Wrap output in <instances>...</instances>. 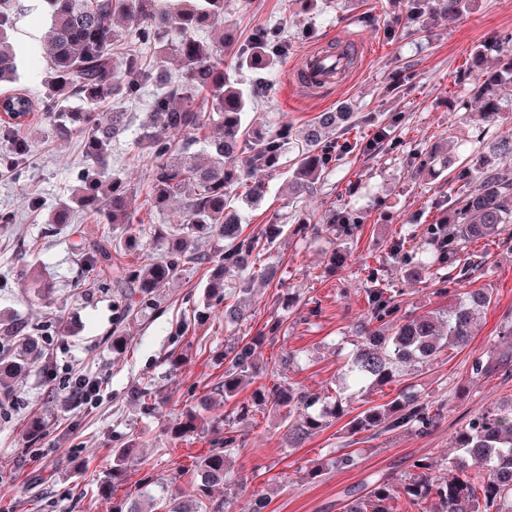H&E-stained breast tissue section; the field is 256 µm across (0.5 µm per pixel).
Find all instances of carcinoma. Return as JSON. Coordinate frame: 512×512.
I'll list each match as a JSON object with an SVG mask.
<instances>
[{"label":"carcinoma","instance_id":"obj_1","mask_svg":"<svg viewBox=\"0 0 512 512\" xmlns=\"http://www.w3.org/2000/svg\"><path fill=\"white\" fill-rule=\"evenodd\" d=\"M50 27L44 54L49 65V92L44 106L55 113V128L64 137L84 135V151L90 161L88 185L82 187L77 202L88 213L114 227L133 228L134 212L130 191L122 178L107 176V157L112 142L126 130L125 113L99 112L100 106L119 97L133 99L148 85L158 88L145 113L143 135L138 145L155 158L150 171L151 205L158 211L175 199L183 200L186 220L173 232L138 227L165 247L160 260L150 257L117 268L115 282L121 288L122 315L134 314V308L149 301L154 291L169 280L181 266L196 263L200 238L224 240V254L213 268L209 298L219 306L224 326L239 328L250 315L231 300L237 292L251 293L258 278L269 274L270 252L283 235L299 234L319 221L338 233L361 223L362 216L353 209L336 210L331 206L319 217H298L294 224H271L261 234H246L238 214L240 194L247 187L248 197L261 201L265 184L249 179L278 162L288 144L297 151L289 159L288 171L295 192L309 191L329 175L336 162L361 146L348 138L336 140L332 131L344 126L349 133L353 114L322 112L302 132L293 124L279 121L269 131L259 133L245 122L249 96L240 83L224 72V37L207 40L202 34L220 28L224 0H47ZM471 0H410L408 19L415 21L425 13L457 14L467 10ZM12 27L11 0H0V82L15 79V55L9 41ZM157 41L178 61L175 75L163 77L144 60L145 51ZM121 43V51L114 50ZM288 35L278 27H262L252 34L246 49L239 52L236 66L263 75L266 87L274 83L273 68L284 52ZM494 66L479 76L472 88L480 102L479 121L489 125L502 118L505 111L497 87L512 83V36L497 38L480 45L469 66H482L488 57ZM328 71L344 73L355 62L347 49L329 46L325 50ZM78 99V112L67 110V103ZM33 99L17 93L0 99V111L30 112ZM221 133H209L211 125ZM176 133L186 135L182 143L171 140ZM477 153L481 164L472 168L462 162L442 159L436 153L416 155L424 165L450 167L453 183L459 184L450 197V218L426 228V242L431 246L424 259H414L404 250L406 240L415 230L408 228L393 251L406 263L410 279L427 277L436 285L435 293L448 297L450 285L461 275L477 270L482 262L472 260L460 265L461 254L480 240L500 236L512 224V168L499 165L512 160V133L479 141ZM67 204L54 207L46 223L56 227L71 223ZM73 249L90 271L111 260L108 241L87 245L78 240ZM367 316L358 321L352 336L353 349L342 366L347 379L344 389L355 393L399 383L404 366L424 364L451 346L461 347L472 336L475 310L491 305L492 295L482 288L454 294L446 305L419 314L403 311V294L395 288L374 285L364 290ZM284 323L267 321L257 337L224 353V403L230 409L210 421L216 435L213 448L195 465L194 506L187 508L174 498H159L144 511L132 498L116 503L114 512H223L229 507L213 503L210 489L222 484L239 491L247 478L228 475V458L243 447L236 425L255 419L268 407L286 408L283 439L298 447L323 428L328 419H340L348 410L343 398L330 405L290 381L260 387L250 398L238 395L262 372L254 354L267 336L276 337ZM0 393L13 391L18 373L43 357L39 337L19 319L0 322ZM512 366V349L497 362L473 360L471 376L486 378ZM445 403L432 401L400 388L388 402L359 413L351 421V430L385 432L395 429L426 435L442 417ZM172 429L174 438L197 430L201 419L187 410ZM461 454L451 462L455 475L444 480L434 473L433 464L420 458L412 464L413 472L400 484L377 482L366 495L347 504L345 512H399L393 502L404 497L412 504H439L423 512H512V400L499 403L472 416L456 436ZM112 479L99 486L103 494L111 489L127 469L132 449L121 446L112 450Z\"/></svg>","mask_w":512,"mask_h":512}]
</instances>
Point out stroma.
I'll return each mask as SVG.
<instances>
[{"label":"stroma","instance_id":"1","mask_svg":"<svg viewBox=\"0 0 512 512\" xmlns=\"http://www.w3.org/2000/svg\"><path fill=\"white\" fill-rule=\"evenodd\" d=\"M48 25L39 0H14L10 37L18 54L17 79L0 87V97L25 90L45 98L44 79L33 74L27 52L43 47ZM259 26L278 27L288 35V49L276 66L277 82L270 88L260 86L256 73L235 67L234 46L243 45ZM223 28L232 37L224 50V70L250 92L253 127L265 129L281 120L298 128L318 113L348 104L361 140L382 142L378 149L347 156L321 185L297 197L288 190V173L271 171L263 200L256 205L244 201L239 208L245 231L254 233L292 214L318 215L332 205L364 216L348 236L325 230L279 239L273 253L276 278L243 298L252 319L241 335L256 336L274 317L284 318L288 327L284 334L265 338L257 350L265 370L260 384L272 385L278 376L324 400L341 387L339 374L350 350L347 334L366 312L367 267L379 269L387 287L403 289L409 307L437 300L431 285L406 279L405 265L391 247L412 219L424 224L441 219L456 187L445 172L415 176L409 148H451L468 161L471 140L512 129V118L489 127L451 108L452 94L467 91L454 78L474 48L492 36L512 34V0H471L463 14L425 16L411 27L405 24L404 7L390 0H323L311 13L298 0H224ZM331 45L355 53L345 80L322 94L294 84L292 74L306 54ZM400 72L406 78L399 83L395 76ZM153 96L148 87L123 103L127 131L112 145L109 171L125 179L137 219L153 226L178 224L184 220L180 203L162 212L152 208L150 161L134 146ZM53 125L51 113L42 107L30 112L15 131L28 149L27 160L19 165L9 141L0 138V213L12 217L11 223L0 224V311L37 328L56 371L51 380L42 364H35L17 380L11 406L0 410V512H113L115 501L126 496L147 502L187 493V472L208 452L214 436L201 429L175 440L170 431L183 410L215 394L224 380L229 334L222 320L200 316L213 262L224 243L202 240L203 262L181 267L158 288L151 304L117 321V292L105 273L84 274L68 231L45 229L48 212L65 203L87 242L113 237V261L123 264L135 257L121 244V231L99 223L77 203L75 193L88 168L83 137L58 138ZM483 248L485 272L457 285L461 291L482 288L492 295L469 343L445 350L422 370L404 371L401 378L421 395L445 401L438 426L424 436L402 430L355 434L344 417L291 448L282 440V410H265L241 425L246 443L230 462L247 477L249 489L230 500L232 512H250L258 494L268 502L264 512H344L376 480L402 482L419 458L435 462L441 476H448V463L458 454L455 436L469 417L512 397L511 375L481 380L470 375L473 359L499 352L496 332L512 315V238L486 242ZM34 263L51 284L46 305L21 275ZM59 315L75 323L76 331L60 332ZM116 324L125 341L120 354L112 350ZM289 350L297 351V361L274 369L278 356ZM70 374L99 378V397L87 405L77 403L61 384ZM33 418L42 429L28 438L24 429ZM130 442L135 465L115 482L113 493H100L99 483L112 469L113 448ZM338 448L356 453L354 468L333 466Z\"/></svg>","mask_w":512,"mask_h":512}]
</instances>
